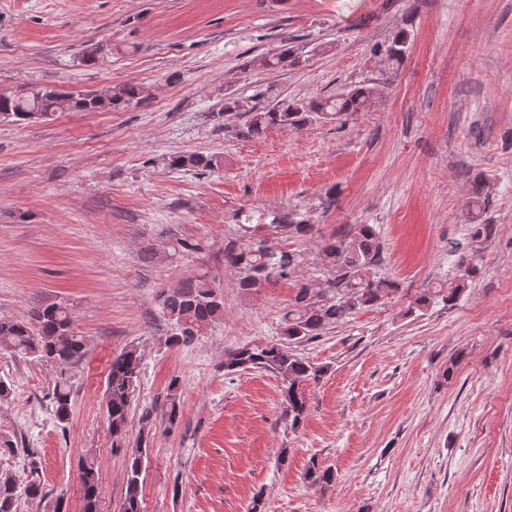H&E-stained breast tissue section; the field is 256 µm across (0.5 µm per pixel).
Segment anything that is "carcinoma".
<instances>
[{
    "instance_id": "carcinoma-1",
    "label": "carcinoma",
    "mask_w": 512,
    "mask_h": 512,
    "mask_svg": "<svg viewBox=\"0 0 512 512\" xmlns=\"http://www.w3.org/2000/svg\"><path fill=\"white\" fill-rule=\"evenodd\" d=\"M408 47V36L396 34L386 49L388 60L401 62ZM297 63L299 56L288 47L264 61L267 67H286ZM374 97V89L365 85L309 103L284 98L261 108L249 105L246 100L230 99L224 109L246 117L243 135L259 136L271 126L300 129L317 118L341 120L369 108ZM145 101L144 89L138 84H126L104 92L82 93L42 87L0 98V121L21 125L48 118L55 112L112 111ZM169 166L174 169L211 170L218 166V159L201 153L175 154L171 156ZM469 230L471 239L480 243L494 235L495 225L475 222L469 225ZM201 250V244L195 240L176 238L170 242L169 256L176 258ZM317 250L327 272L323 286L316 289L306 283L297 284L288 312L284 315L285 335L296 343L310 340L326 327L399 292V283L381 273L383 247L374 225L354 224L323 236ZM297 265L298 255L277 251L264 238L253 239L243 246L230 243L224 247V266L235 273L236 286L245 293L288 278ZM457 270L455 284L444 281L427 289L416 298L415 306L409 312L422 310L435 298L448 304L454 302L458 293L477 274V267L467 255L459 257ZM157 302L160 312L175 329V333L167 338L171 346L191 342L224 316V299L216 290L215 280L207 272L183 277L175 286L160 291ZM0 351L30 355L64 368L84 357L86 344L84 337L73 328L68 304L54 301L33 308L26 320L0 318ZM140 361L141 353L135 346L126 347L112 356L105 405L112 436L116 438L125 431L131 401L140 383ZM246 370L270 372L281 380L284 414L293 430L300 427L308 410L307 387L325 374L323 367L288 351L281 343L245 344L225 351L226 374ZM177 392L178 383L174 380L162 408L171 426L177 423L181 414ZM52 402L58 420H68L71 389L63 371L59 372L53 388ZM156 417L155 406L143 407L139 418L141 440H147ZM146 457V449L141 447L128 457L121 512H142L141 476ZM305 479L313 484L327 485L333 482L335 475L330 468L312 465L306 470ZM81 484L83 512H96L99 478L96 459L91 452L81 463ZM20 487L30 497L42 495V486L35 478L21 481L12 474L1 475L0 512H17Z\"/></svg>"
}]
</instances>
